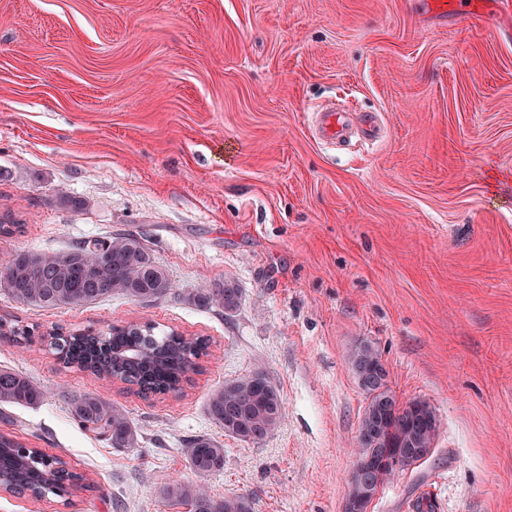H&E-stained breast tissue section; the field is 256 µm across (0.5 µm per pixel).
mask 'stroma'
Instances as JSON below:
<instances>
[{"mask_svg":"<svg viewBox=\"0 0 512 512\" xmlns=\"http://www.w3.org/2000/svg\"><path fill=\"white\" fill-rule=\"evenodd\" d=\"M424 0H0V254L134 235L174 290L41 309L0 291V319L40 330L150 322L210 340L183 394L142 396L46 344L0 337V368L44 386L0 431L90 475L63 509L0 493V512H168L160 485L203 482L256 512H342L366 403L346 355L373 343L399 402L435 407L433 454L368 512H512V32ZM381 119L330 144L328 101ZM66 191L85 202L71 212ZM234 279L232 317L186 294ZM261 372L283 400L258 444L225 436L210 392ZM122 405L128 452L82 428L67 394ZM224 444L201 478L181 442Z\"/></svg>","mask_w":512,"mask_h":512,"instance_id":"1","label":"stroma"}]
</instances>
